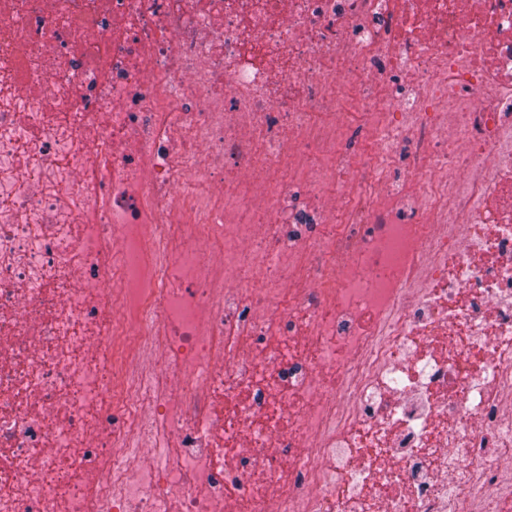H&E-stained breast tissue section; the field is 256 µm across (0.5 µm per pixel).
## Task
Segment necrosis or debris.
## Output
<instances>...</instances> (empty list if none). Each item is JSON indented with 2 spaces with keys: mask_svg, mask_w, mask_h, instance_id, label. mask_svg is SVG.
Wrapping results in <instances>:
<instances>
[{
  "mask_svg": "<svg viewBox=\"0 0 512 512\" xmlns=\"http://www.w3.org/2000/svg\"><path fill=\"white\" fill-rule=\"evenodd\" d=\"M0 198V512L512 499V0H0ZM363 87L355 85H344L340 90V98L345 105L347 117L352 125L358 120V112H364L366 108L363 103L365 96Z\"/></svg>",
  "mask_w": 512,
  "mask_h": 512,
  "instance_id": "obj_1",
  "label": "necrosis or debris"
}]
</instances>
